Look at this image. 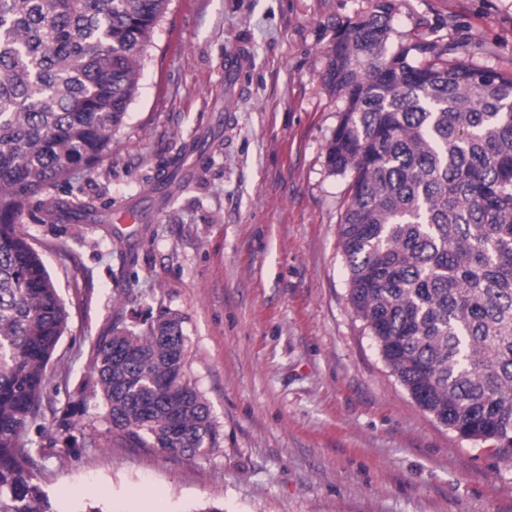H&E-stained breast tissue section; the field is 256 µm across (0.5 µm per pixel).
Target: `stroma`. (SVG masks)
I'll list each match as a JSON object with an SVG mask.
<instances>
[{
	"label": "stroma",
	"mask_w": 512,
	"mask_h": 512,
	"mask_svg": "<svg viewBox=\"0 0 512 512\" xmlns=\"http://www.w3.org/2000/svg\"><path fill=\"white\" fill-rule=\"evenodd\" d=\"M370 0H170L139 63L112 152L54 189L18 229L69 312L39 420L91 369L113 325L181 314L185 379L219 433L188 459L129 448L89 402L40 483L68 512H512V462L424 411L349 303L339 222L349 175L325 146L345 106L322 82L336 23ZM394 40L469 46L468 63L512 75V0H400ZM251 54L237 110L224 65ZM89 212H64L72 198ZM138 209V223L119 218Z\"/></svg>",
	"instance_id": "1"
}]
</instances>
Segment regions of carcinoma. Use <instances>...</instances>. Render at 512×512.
I'll use <instances>...</instances> for the list:
<instances>
[{"instance_id": "cac0c4a2", "label": "carcinoma", "mask_w": 512, "mask_h": 512, "mask_svg": "<svg viewBox=\"0 0 512 512\" xmlns=\"http://www.w3.org/2000/svg\"><path fill=\"white\" fill-rule=\"evenodd\" d=\"M170 0H0V512H61L31 447L45 371L69 312L17 221L36 197L112 151L138 62ZM396 0L336 32L322 75L345 108L325 146L350 174L339 246L349 300L415 402L512 461V77L391 42ZM56 417L88 398L131 448L188 458L218 447L208 401L184 381V318L112 326Z\"/></svg>"}]
</instances>
